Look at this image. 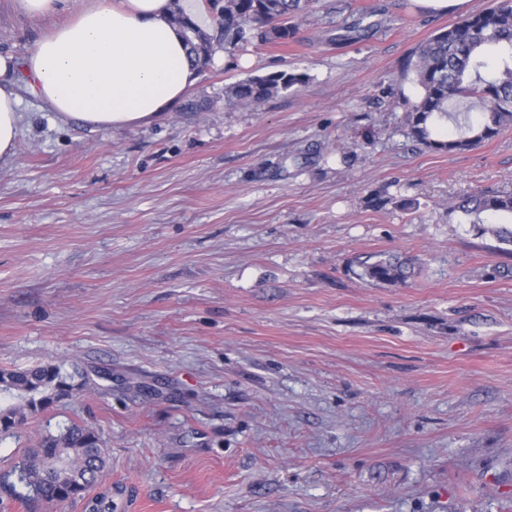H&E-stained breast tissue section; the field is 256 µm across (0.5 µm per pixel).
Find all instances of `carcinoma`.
Masks as SVG:
<instances>
[{
	"instance_id": "cac0c4a2",
	"label": "carcinoma",
	"mask_w": 512,
	"mask_h": 512,
	"mask_svg": "<svg viewBox=\"0 0 512 512\" xmlns=\"http://www.w3.org/2000/svg\"><path fill=\"white\" fill-rule=\"evenodd\" d=\"M318 0H205L213 14L205 32L179 7L170 19L182 31L191 67L201 70L218 50L242 49L255 40L285 44L293 37L292 20ZM502 52L498 65L487 69L486 56ZM404 77L419 88L407 109L412 137L439 151H463L494 138L512 125V0H490L420 43L403 66ZM305 83V75L279 73L248 78L224 91L229 102H257ZM460 99L477 102L476 121L459 120L449 106ZM452 122L456 134L436 137V126ZM451 212L499 242L512 246V224H487L483 214L512 217V190H486L456 201ZM364 275L377 283H404L415 274L413 262L391 254L364 262ZM73 375L54 364L23 370H0V440L18 434L27 416L61 403L60 388ZM106 465L97 431L71 424L41 435L38 446L24 451L14 469L0 474V492L22 503L53 501L76 483L90 489Z\"/></svg>"
}]
</instances>
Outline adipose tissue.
Instances as JSON below:
<instances>
[{"mask_svg":"<svg viewBox=\"0 0 512 512\" xmlns=\"http://www.w3.org/2000/svg\"><path fill=\"white\" fill-rule=\"evenodd\" d=\"M52 112L91 128L131 127L169 110L196 79L170 0H92L21 62L0 56V159L15 155L18 80Z\"/></svg>","mask_w":512,"mask_h":512,"instance_id":"1","label":"adipose tissue"}]
</instances>
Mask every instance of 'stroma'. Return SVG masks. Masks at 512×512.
I'll return each instance as SVG.
<instances>
[{"label":"stroma","instance_id":"1","mask_svg":"<svg viewBox=\"0 0 512 512\" xmlns=\"http://www.w3.org/2000/svg\"><path fill=\"white\" fill-rule=\"evenodd\" d=\"M85 2L32 20L0 0V54ZM484 4L316 0L288 43L217 51L130 128L23 96L0 160V369L105 377L0 441V473L70 422L106 469L83 498L0 512H512V254L448 211L512 188V127L430 151L401 73ZM356 23L369 36L341 40ZM279 72L307 80L225 103ZM388 254L415 277L363 276ZM305 79L303 74L285 72L268 77L248 78L227 87L224 94L228 102H257L301 85L305 83Z\"/></svg>","mask_w":512,"mask_h":512}]
</instances>
